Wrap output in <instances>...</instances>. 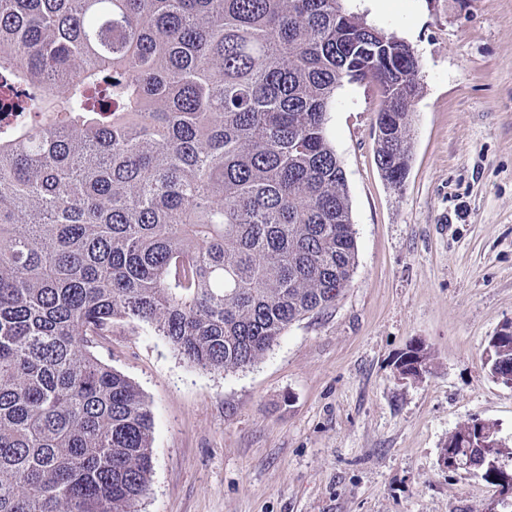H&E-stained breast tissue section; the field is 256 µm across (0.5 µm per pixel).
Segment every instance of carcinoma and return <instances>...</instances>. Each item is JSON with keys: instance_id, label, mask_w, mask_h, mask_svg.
<instances>
[{"instance_id": "cac0c4a2", "label": "carcinoma", "mask_w": 512, "mask_h": 512, "mask_svg": "<svg viewBox=\"0 0 512 512\" xmlns=\"http://www.w3.org/2000/svg\"><path fill=\"white\" fill-rule=\"evenodd\" d=\"M419 61L342 0H0V512H138L139 387L94 354L144 324L192 365H254L336 304L356 237L326 130L372 78L402 184ZM484 365L512 373V335ZM447 448L489 482L512 447Z\"/></svg>"}]
</instances>
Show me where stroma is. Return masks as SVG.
Returning a JSON list of instances; mask_svg holds the SVG:
<instances>
[{"mask_svg":"<svg viewBox=\"0 0 512 512\" xmlns=\"http://www.w3.org/2000/svg\"><path fill=\"white\" fill-rule=\"evenodd\" d=\"M420 59L402 185L374 155L380 98L343 83L327 133L356 231L336 305L234 373L121 323L95 353L141 389L153 470L140 512H485L498 486L440 464L473 418L512 440V389L483 365L512 322V0H345ZM429 356L399 378L406 348Z\"/></svg>","mask_w":512,"mask_h":512,"instance_id":"1","label":"stroma"}]
</instances>
